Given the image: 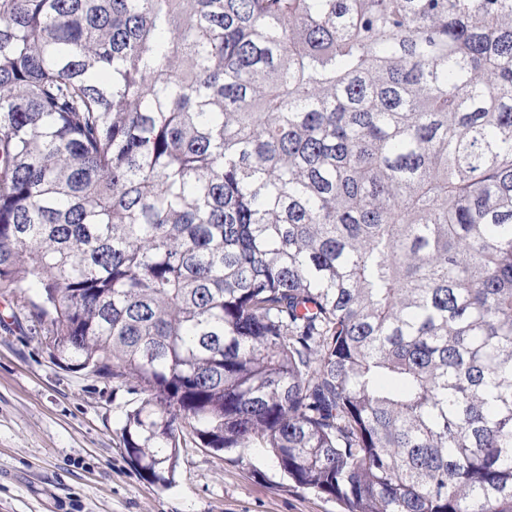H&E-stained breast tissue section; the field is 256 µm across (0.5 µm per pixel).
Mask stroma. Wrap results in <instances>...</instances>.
Wrapping results in <instances>:
<instances>
[{
	"mask_svg": "<svg viewBox=\"0 0 512 512\" xmlns=\"http://www.w3.org/2000/svg\"><path fill=\"white\" fill-rule=\"evenodd\" d=\"M20 302L0 296V512H342L295 487L256 446L182 449L171 486L142 479L119 442L135 393L66 369Z\"/></svg>",
	"mask_w": 512,
	"mask_h": 512,
	"instance_id": "35a3bbf8",
	"label": "stroma"
}]
</instances>
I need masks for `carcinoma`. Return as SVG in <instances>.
I'll return each mask as SVG.
<instances>
[{"mask_svg":"<svg viewBox=\"0 0 512 512\" xmlns=\"http://www.w3.org/2000/svg\"><path fill=\"white\" fill-rule=\"evenodd\" d=\"M0 295L345 512H512V0H0Z\"/></svg>","mask_w":512,"mask_h":512,"instance_id":"carcinoma-1","label":"carcinoma"}]
</instances>
